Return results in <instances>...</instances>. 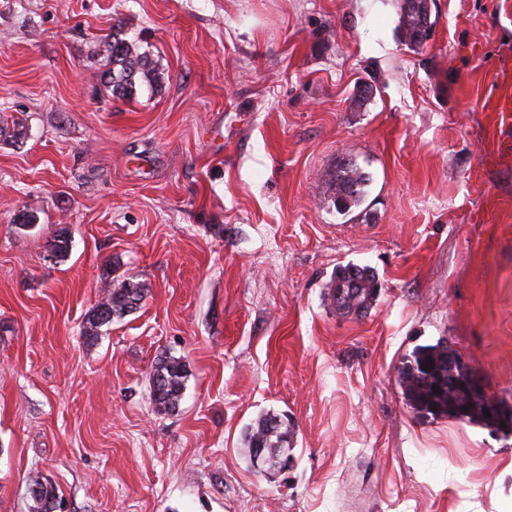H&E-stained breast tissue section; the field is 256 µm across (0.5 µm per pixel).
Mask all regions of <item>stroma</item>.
I'll return each instance as SVG.
<instances>
[{
  "label": "stroma",
  "mask_w": 512,
  "mask_h": 512,
  "mask_svg": "<svg viewBox=\"0 0 512 512\" xmlns=\"http://www.w3.org/2000/svg\"><path fill=\"white\" fill-rule=\"evenodd\" d=\"M436 13L412 48L400 0H0V125L25 130L0 142V512L34 475L63 512H512V438L397 383L447 340L512 402V208L473 220L512 199L481 118L512 0ZM116 33L161 91L113 97ZM348 159L371 182L342 215ZM348 263L383 285L363 317L325 298ZM108 276L148 293L90 342ZM168 355L189 376L161 415ZM268 411L297 433L269 477L243 457ZM188 369L180 357L159 359L150 373L151 398L157 412H173L183 396Z\"/></svg>",
  "instance_id": "stroma-1"
}]
</instances>
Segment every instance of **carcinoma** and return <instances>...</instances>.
Listing matches in <instances>:
<instances>
[{"label":"carcinoma","mask_w":512,"mask_h":512,"mask_svg":"<svg viewBox=\"0 0 512 512\" xmlns=\"http://www.w3.org/2000/svg\"><path fill=\"white\" fill-rule=\"evenodd\" d=\"M417 17L414 12L402 10L400 29L408 46L416 48L414 40ZM107 69L105 76L112 87V96L124 97L135 92L136 87L145 86L155 92L164 83V73L146 54L135 52L126 40L113 36L107 42ZM369 177L355 164L342 165L332 184V202L340 214L348 213L359 206L366 196ZM107 292L88 313L82 334L92 340L98 329L112 320L134 312L146 296V284L132 278L110 281L105 284ZM382 284L377 273L368 265L347 264L339 266L327 284V295L336 311L341 314H357L369 310L376 302ZM448 344L437 342L416 348L402 362L397 381L406 406L420 417H444L478 424L493 431L505 429L512 432V406H502L498 420L489 421L478 402L468 400L464 388V375L460 370L448 369ZM188 369L180 357L168 356L159 359L150 373L151 398L156 411L173 412L183 396ZM442 378L454 379L456 383L434 392V385ZM294 424L288 417L266 413L248 424L244 436V457L251 459V448L260 440H267L269 457L277 456L281 449L293 446ZM32 512H51L55 493L39 477L30 479Z\"/></svg>","instance_id":"carcinoma-1"}]
</instances>
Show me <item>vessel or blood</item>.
Masks as SVG:
<instances>
[{
	"instance_id": "1",
	"label": "vessel or blood",
	"mask_w": 512,
	"mask_h": 512,
	"mask_svg": "<svg viewBox=\"0 0 512 512\" xmlns=\"http://www.w3.org/2000/svg\"><path fill=\"white\" fill-rule=\"evenodd\" d=\"M494 89L485 97L483 112L484 142L487 153L501 163L512 162V143L504 132L512 128V55H501L493 77Z\"/></svg>"
}]
</instances>
